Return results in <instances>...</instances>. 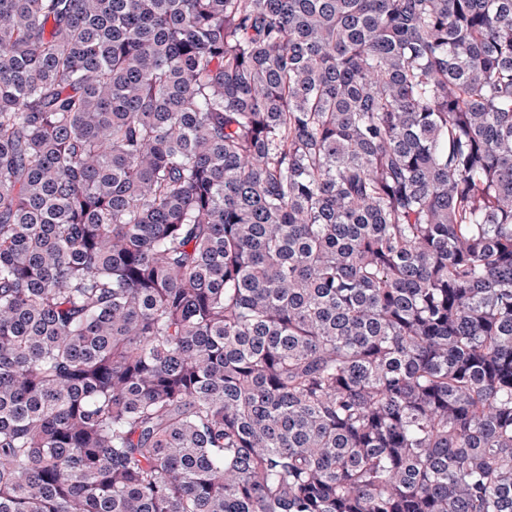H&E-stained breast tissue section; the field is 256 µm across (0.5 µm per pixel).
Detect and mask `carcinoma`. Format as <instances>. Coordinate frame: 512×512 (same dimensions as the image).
<instances>
[{"label":"carcinoma","instance_id":"carcinoma-1","mask_svg":"<svg viewBox=\"0 0 512 512\" xmlns=\"http://www.w3.org/2000/svg\"><path fill=\"white\" fill-rule=\"evenodd\" d=\"M0 512H512V0H0Z\"/></svg>","mask_w":512,"mask_h":512}]
</instances>
